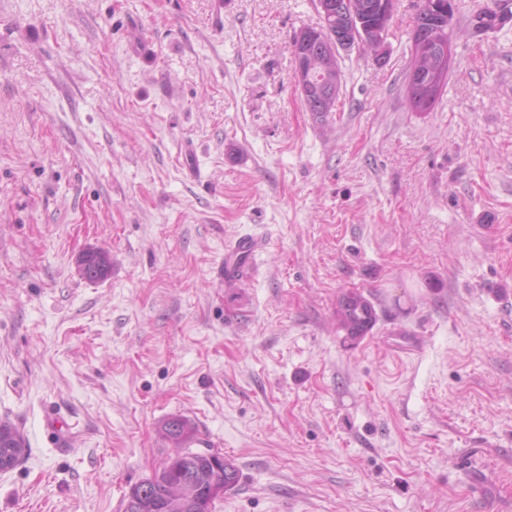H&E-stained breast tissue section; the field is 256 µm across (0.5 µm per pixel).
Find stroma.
<instances>
[{
    "mask_svg": "<svg viewBox=\"0 0 512 512\" xmlns=\"http://www.w3.org/2000/svg\"><path fill=\"white\" fill-rule=\"evenodd\" d=\"M487 6L512 0H454L413 112L395 0L322 121L291 53L315 0H0V420L28 443L0 512H123L177 415L240 471L215 512H512V20L474 32ZM260 241L243 236L236 240L234 246L224 254V271H232L240 265V262L251 256L260 248ZM83 275L89 281L95 282L104 279L111 268L109 255L99 250L86 251L80 258ZM374 305L358 290L342 294L336 307V323L351 340L366 336L376 323Z\"/></svg>",
    "mask_w": 512,
    "mask_h": 512,
    "instance_id": "stroma-1",
    "label": "stroma"
}]
</instances>
